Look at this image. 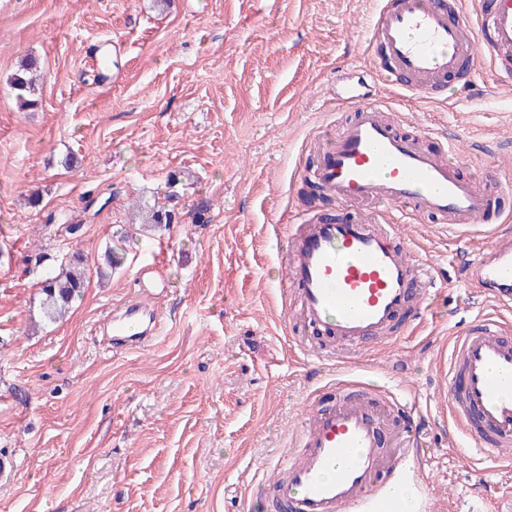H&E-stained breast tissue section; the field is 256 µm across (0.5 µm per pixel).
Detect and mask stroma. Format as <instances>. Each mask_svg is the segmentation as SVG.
<instances>
[{
    "label": "stroma",
    "instance_id": "1",
    "mask_svg": "<svg viewBox=\"0 0 512 512\" xmlns=\"http://www.w3.org/2000/svg\"><path fill=\"white\" fill-rule=\"evenodd\" d=\"M379 4L0 0V455L17 463L0 512H271L273 462L347 369L426 421L417 467L430 512H478L512 491V470L468 462L448 421L453 328L496 309L460 268L481 239L391 207L401 244L440 282L416 333L381 345L315 342L282 295L285 226L340 210L327 193L302 198L311 143L354 117L336 77L368 66ZM26 56L41 80L23 109L9 78ZM376 92L397 133L430 150L459 139L461 176L512 179V76L483 66L470 89L436 101L388 81ZM143 203L177 223L140 232ZM203 205L207 221L194 223ZM75 253L87 286L65 320L46 322L41 282ZM149 266L164 281L148 299L158 334L113 349L101 324Z\"/></svg>",
    "mask_w": 512,
    "mask_h": 512
}]
</instances>
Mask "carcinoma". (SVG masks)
I'll list each match as a JSON object with an SVG mask.
<instances>
[{"instance_id": "carcinoma-1", "label": "carcinoma", "mask_w": 512, "mask_h": 512, "mask_svg": "<svg viewBox=\"0 0 512 512\" xmlns=\"http://www.w3.org/2000/svg\"><path fill=\"white\" fill-rule=\"evenodd\" d=\"M35 69V60L24 59L20 61L9 79L15 98L22 109L35 104L36 83L33 78ZM142 220L145 232L157 231L177 222L173 211L147 204L143 207ZM88 279L87 265L77 254L60 264L57 270L49 273L41 282L40 310L43 318L48 322H56L63 318L73 301L86 288Z\"/></svg>"}]
</instances>
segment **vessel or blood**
Masks as SVG:
<instances>
[{"label":"vessel or blood","mask_w":512,"mask_h":512,"mask_svg":"<svg viewBox=\"0 0 512 512\" xmlns=\"http://www.w3.org/2000/svg\"><path fill=\"white\" fill-rule=\"evenodd\" d=\"M370 43L388 61L371 66V81L392 73L404 78V92L430 99L455 76L465 90L467 66L484 62L495 73H512V0H476L470 15L460 0H385ZM336 94L355 104L356 116L336 139L321 143L323 162L313 176L349 211L325 219L304 214L287 229L284 288L297 294L301 320L325 338L358 341L387 334L405 310H421L430 268L385 223L381 209L393 205L487 240L488 248L468 263V285L511 308L512 233L504 226L512 213L499 201L512 196V184L494 173L482 182L461 177L455 140L431 151L419 136L397 134L372 93L342 79ZM356 203L379 210L365 215L353 211ZM107 328L116 346L134 349L148 342L157 323L133 303ZM447 377L448 416L471 440L469 458L511 461L512 324L484 316L458 327ZM384 425L381 406L370 397L311 409L293 435L299 454L278 464L282 475L270 484L275 499L288 512H396L384 485L397 472L414 478L406 460L418 454L422 426L405 422L404 445L390 457L379 442Z\"/></svg>","instance_id":"b4317fda"}]
</instances>
